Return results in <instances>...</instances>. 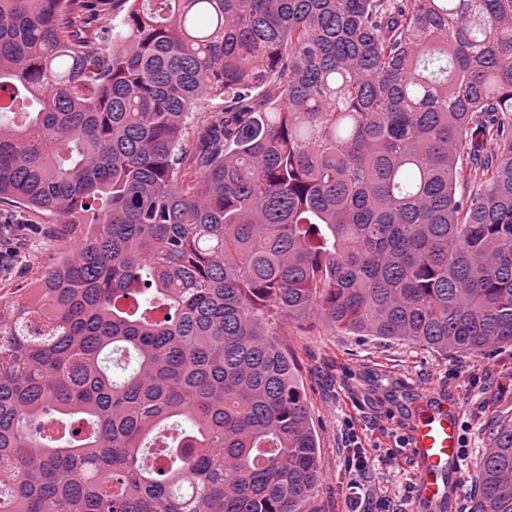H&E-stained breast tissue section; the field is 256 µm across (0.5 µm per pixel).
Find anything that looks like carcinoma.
<instances>
[{
  "label": "carcinoma",
  "mask_w": 512,
  "mask_h": 512,
  "mask_svg": "<svg viewBox=\"0 0 512 512\" xmlns=\"http://www.w3.org/2000/svg\"><path fill=\"white\" fill-rule=\"evenodd\" d=\"M129 2L111 47L0 0V203L62 219L37 302L0 283V512H315L276 322L512 343V0ZM469 512H512V413Z\"/></svg>",
  "instance_id": "carcinoma-1"
}]
</instances>
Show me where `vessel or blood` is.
Masks as SVG:
<instances>
[{
  "instance_id": "obj_1",
  "label": "vessel or blood",
  "mask_w": 512,
  "mask_h": 512,
  "mask_svg": "<svg viewBox=\"0 0 512 512\" xmlns=\"http://www.w3.org/2000/svg\"><path fill=\"white\" fill-rule=\"evenodd\" d=\"M459 402L428 397L410 432V453L417 465L415 484L421 499L446 503L461 473Z\"/></svg>"
}]
</instances>
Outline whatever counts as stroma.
Here are the masks:
<instances>
[{
    "mask_svg": "<svg viewBox=\"0 0 512 512\" xmlns=\"http://www.w3.org/2000/svg\"><path fill=\"white\" fill-rule=\"evenodd\" d=\"M278 340L299 368L320 447L315 512H347L345 458L353 440L374 463L381 496L401 502L403 512H432L410 492L415 465L400 447L432 392L453 396L462 406L459 428L471 456L461 464L453 512H468L487 428L512 412V344L445 356L412 341L341 336L314 313L281 325Z\"/></svg>",
    "mask_w": 512,
    "mask_h": 512,
    "instance_id": "1",
    "label": "stroma"
}]
</instances>
